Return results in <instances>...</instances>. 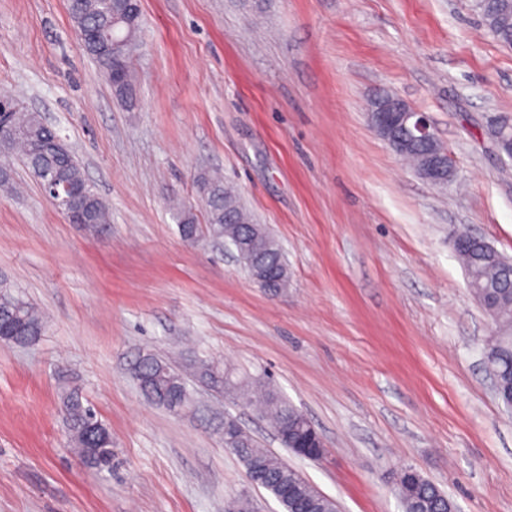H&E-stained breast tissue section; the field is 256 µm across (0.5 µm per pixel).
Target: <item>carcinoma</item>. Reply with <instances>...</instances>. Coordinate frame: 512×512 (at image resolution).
<instances>
[{
	"label": "carcinoma",
	"instance_id": "obj_1",
	"mask_svg": "<svg viewBox=\"0 0 512 512\" xmlns=\"http://www.w3.org/2000/svg\"><path fill=\"white\" fill-rule=\"evenodd\" d=\"M70 16L76 32L87 27L101 25L105 20H117L115 28L106 29L103 35L115 39L113 52H102L93 45L83 46L99 68L107 76L112 72V58L116 57L126 69V88L114 91L122 103L131 105L136 100V86L132 76V56L128 55L123 41L129 37L140 39L142 14L133 15L126 0H69ZM493 37L504 46L512 44V15L507 22L491 17H482ZM7 111L11 112L10 122L14 128L13 146L20 149L21 160L30 175L40 185L45 183L39 172L48 170L58 186L81 183L85 178L74 155L65 147L38 154L33 144L41 142L49 145L58 133L42 119L37 112H29L19 107L17 101L4 97ZM197 183L203 194L208 218V232L214 237L224 238L234 246L249 242L253 237L263 245L264 265L281 276L279 285L288 287V276L283 274L287 267L281 247L273 239L257 236L251 214L242 206L239 195L218 175L202 171L197 175ZM84 223L91 226L109 223L106 205L93 191L88 190L84 201ZM180 235L183 239L199 238L200 226L195 224V216L189 207L176 211ZM459 260L468 275L473 291L482 299L487 298L495 305L497 320V359L495 371L497 386L503 392L512 388V273L508 271L507 257L489 247L478 248L471 242L467 232L459 233L454 241ZM44 331V319L30 302L0 291V337L5 342L23 347L35 342ZM137 384L152 403L173 411L181 401L182 391L187 389L183 376L168 364L151 356L139 358L133 366ZM242 396L259 404L274 432L281 431L286 417L297 412V408L277 393L266 388L246 389ZM61 400L70 414V437L73 448L79 457L85 458V466L99 471L106 470L98 460L88 454V449H100V456L112 455V448L105 444L99 430H108L107 425L77 388L62 391ZM232 445L228 449L237 456L247 472H253L254 464L264 465L263 479L258 486L268 491L283 508V512H336L335 502L316 490L302 474L282 458L261 447L256 440L241 428L228 435ZM402 512H445L447 505L455 500L438 489L430 480L422 477L399 498Z\"/></svg>",
	"mask_w": 512,
	"mask_h": 512
}]
</instances>
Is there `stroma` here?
<instances>
[{"label":"stroma","mask_w":512,"mask_h":512,"mask_svg":"<svg viewBox=\"0 0 512 512\" xmlns=\"http://www.w3.org/2000/svg\"><path fill=\"white\" fill-rule=\"evenodd\" d=\"M68 0H0V94L41 113L107 204L69 223L17 157L0 190V281L45 314L26 347L0 343V512H224L248 494L282 512L224 446L233 418L283 447L255 410L197 375L259 379L305 413L325 457L290 465L338 512H401L410 466L461 512H512V414L483 353L495 325L453 236L512 258V48L475 0H142L139 104L112 93ZM388 91L428 113L454 182L436 188L370 127ZM220 172L278 239L286 291L248 278L205 224L196 176ZM182 371L186 414L149 403L133 365ZM77 386L112 433L111 472L68 451ZM85 219L83 224L96 226L98 224H108L109 214L106 205L99 196L92 190H88V195L84 201Z\"/></svg>","instance_id":"obj_1"}]
</instances>
